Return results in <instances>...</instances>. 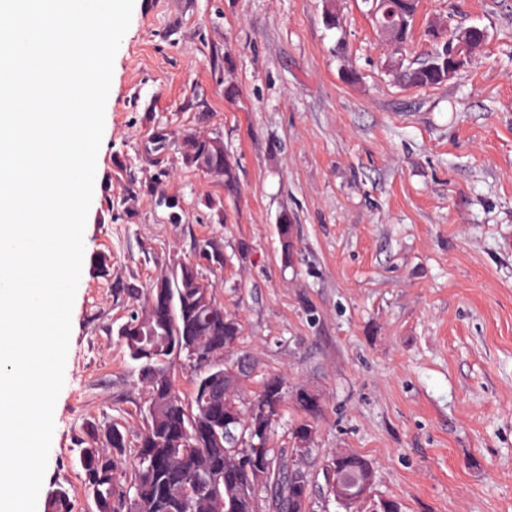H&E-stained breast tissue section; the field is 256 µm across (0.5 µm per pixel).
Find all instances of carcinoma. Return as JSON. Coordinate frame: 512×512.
<instances>
[{"instance_id":"1","label":"carcinoma","mask_w":512,"mask_h":512,"mask_svg":"<svg viewBox=\"0 0 512 512\" xmlns=\"http://www.w3.org/2000/svg\"><path fill=\"white\" fill-rule=\"evenodd\" d=\"M418 0H372L371 17L376 27L388 34L394 50L402 52L408 40ZM400 79L407 86L426 87L448 80V33L433 43L428 58L413 68L397 63ZM170 134H153L148 154L163 157ZM207 158V174L224 178V185H235L233 164L223 151H215L208 138L184 140L183 158L187 165L198 167L200 157ZM198 254L213 265H223L219 241L208 239L199 245ZM241 328L236 318L224 312L215 298L203 301L196 287L192 267L168 268L149 285L144 309L130 314L119 326L117 336L128 357L136 363L142 383L148 389L147 423L135 446L128 445L127 435L119 427L107 430L112 453H103L91 443L80 450L84 484L92 497L96 512H125L126 487L138 512H212L206 498H183L180 491L205 479L194 469L191 457L203 460L206 467L221 473L224 482V512H259V488L253 482L252 466L262 464L267 479L265 507L270 512H308L311 494L309 471L299 462L287 467L276 450L269 446L270 433L285 402L283 381L267 378L255 401L266 404L275 419L256 424L248 419L249 403L238 400L233 392L224 391V400L215 407L200 401L206 378L197 364L191 400L184 402L174 382L167 339H189L212 354H224V369L238 362L236 347ZM239 419L238 429L224 436V418ZM314 433L308 420L292 428L297 447L292 454L305 457ZM332 481L342 486L373 481L371 464L362 456L338 449L331 457ZM45 512H72L69 492L59 487L50 491Z\"/></svg>"}]
</instances>
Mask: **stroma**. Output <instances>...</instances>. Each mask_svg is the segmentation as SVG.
<instances>
[{
  "label": "stroma",
  "mask_w": 512,
  "mask_h": 512,
  "mask_svg": "<svg viewBox=\"0 0 512 512\" xmlns=\"http://www.w3.org/2000/svg\"><path fill=\"white\" fill-rule=\"evenodd\" d=\"M368 10L134 0L41 495L62 486L73 512H92L80 448L108 451L115 423L136 443L145 425L148 394L116 336L137 306L127 291L215 239L224 265L201 272L242 325L251 372L237 393L285 383L279 454L305 417L296 390L319 398L309 512H344L325 487L338 448L364 456L374 498L403 512H512V0H420L407 64L430 54V23L487 33L423 88L398 82ZM160 128L179 136L158 164L146 148ZM187 136L223 141L235 191L184 163Z\"/></svg>",
  "instance_id": "1"
}]
</instances>
